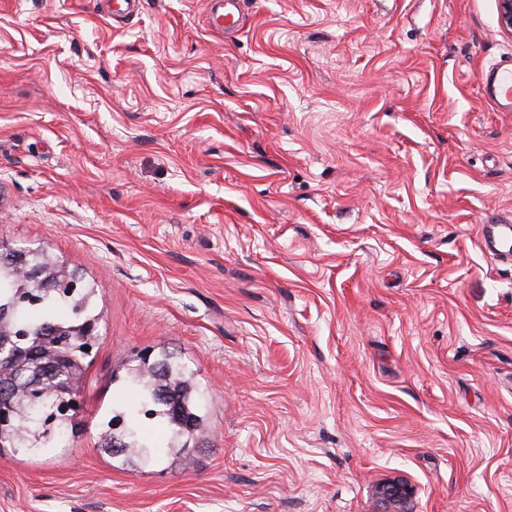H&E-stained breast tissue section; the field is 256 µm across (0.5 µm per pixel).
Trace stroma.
Returning <instances> with one entry per match:
<instances>
[{"instance_id":"35a3bbf8","label":"stroma","mask_w":512,"mask_h":512,"mask_svg":"<svg viewBox=\"0 0 512 512\" xmlns=\"http://www.w3.org/2000/svg\"><path fill=\"white\" fill-rule=\"evenodd\" d=\"M0 0V242L94 285L82 430L0 512H512V56L497 0ZM196 374L183 465L98 448L140 358ZM235 1L236 0H209V4L211 5L210 23L212 28L224 32H234L238 29L240 13H238V17L236 18L234 12L226 11L228 5L240 11L237 3H234ZM480 84L485 93L502 108L512 110V61H501L484 71ZM485 247L493 254L512 261V224H482ZM412 487L403 480L391 481L382 487V498L387 508L385 512H400L404 511L399 508L400 505L405 503L412 495Z\"/></svg>"}]
</instances>
